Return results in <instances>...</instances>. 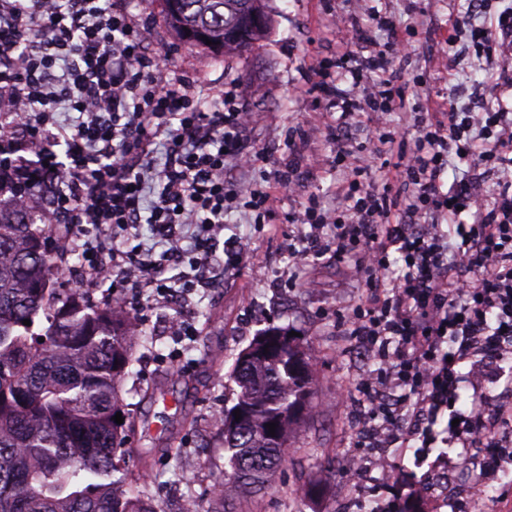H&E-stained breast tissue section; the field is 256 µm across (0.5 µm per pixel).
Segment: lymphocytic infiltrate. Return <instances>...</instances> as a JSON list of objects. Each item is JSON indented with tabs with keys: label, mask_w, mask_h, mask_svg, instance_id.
Instances as JSON below:
<instances>
[{
	"label": "lymphocytic infiltrate",
	"mask_w": 512,
	"mask_h": 512,
	"mask_svg": "<svg viewBox=\"0 0 512 512\" xmlns=\"http://www.w3.org/2000/svg\"><path fill=\"white\" fill-rule=\"evenodd\" d=\"M491 2L469 0L448 44L482 60L492 98L476 111L452 102L440 119L420 121L382 191L343 180L348 214L309 200L294 218L306 230L287 250L296 278L326 250L357 255L368 289L346 333L376 364L363 389L389 447L480 443L490 475L506 456L499 432L512 428V414L490 422L454 401L463 383L512 360V110L502 99L512 90V8L496 26L474 25ZM373 17L389 35L384 48L359 59L344 40L313 69L334 108L324 125L337 142L350 113L389 111L399 95L390 58L410 42L391 13ZM196 86L176 74L171 53L152 48L149 24L134 22L124 0H0V185L46 223L67 225L65 253L78 256L88 285L111 279L164 307L222 281L225 260L251 258L247 241L223 238L224 214L242 199L264 222L275 195L226 180L227 161L251 160L248 115L235 90L207 108ZM65 111L70 121L60 120ZM454 159L474 173L448 187ZM396 184L410 187L413 201L394 223L386 194ZM143 224L165 243L162 253L140 244ZM394 253L404 274L391 268Z\"/></svg>",
	"instance_id": "obj_1"
}]
</instances>
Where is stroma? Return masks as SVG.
I'll list each match as a JSON object with an SVG mask.
<instances>
[{"label":"stroma","mask_w":512,"mask_h":512,"mask_svg":"<svg viewBox=\"0 0 512 512\" xmlns=\"http://www.w3.org/2000/svg\"><path fill=\"white\" fill-rule=\"evenodd\" d=\"M127 5L134 18H150L153 43L172 53L178 73L198 79L200 98L217 99L222 88L232 86L251 110L243 140L261 157L252 169L237 173L238 181L275 185L277 170L286 163L297 172L294 189L278 192L267 223H254L242 208L224 217L226 235L249 240L261 263H243L225 274L219 287L190 295L185 303L131 306L140 336L123 384V399L135 417L126 445L136 452L152 450L153 458L148 471L133 470L128 486L147 489L159 508L164 494L173 492L196 497L209 512L213 488L224 478L220 416L234 403L235 357L259 330L275 326L299 333L311 348L314 395L291 433L284 462L265 489L232 501V512H337L340 498L352 489L359 492L356 512H371L380 496L356 489L345 468L361 440L349 418V401L361 396L369 360L339 331L340 314L364 300L367 285L353 259L331 255L308 268L315 289L288 284L284 248L298 230L289 218L312 196L325 205L339 204L336 181L344 168L336 161L338 147H355L374 127H412L417 109L437 113L439 104L483 80L475 56L454 63L448 58L449 16L466 12L468 0H379L375 5L370 0H270L269 37L225 57L184 45L161 0H127ZM375 8L387 10L407 29L410 54L399 68L406 79L421 78L423 85L406 88L404 108L349 125L339 145L321 124L326 100L317 93L298 97L292 89L312 65L331 56L337 27H345L354 43H384L387 34L372 18ZM180 317L191 335L168 332V324Z\"/></svg>","instance_id":"obj_1"}]
</instances>
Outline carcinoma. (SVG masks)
<instances>
[{"instance_id":"cac0c4a2","label":"carcinoma","mask_w":512,"mask_h":512,"mask_svg":"<svg viewBox=\"0 0 512 512\" xmlns=\"http://www.w3.org/2000/svg\"><path fill=\"white\" fill-rule=\"evenodd\" d=\"M170 1L177 33L201 36L194 45L213 53L244 50L271 24L266 0H254L266 21L249 41H237L230 32L249 0L163 3ZM57 251L30 207L0 201V512H157L146 494L126 490L127 423L112 420L125 412L120 391L136 326L119 306L101 308L53 287ZM311 367L308 349L278 327L260 331L238 353V391L222 418L224 480L209 512H224L228 485L238 492L264 487L306 415Z\"/></svg>"}]
</instances>
